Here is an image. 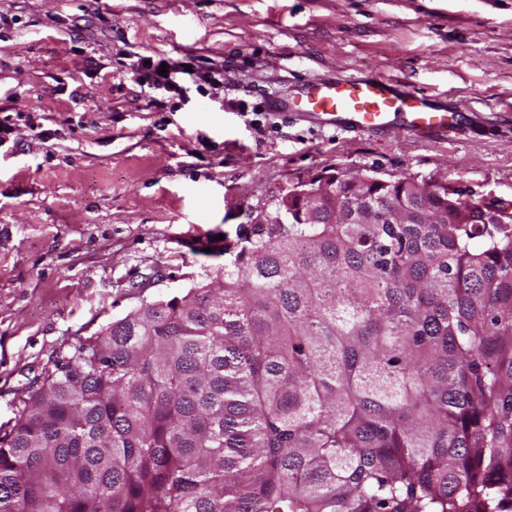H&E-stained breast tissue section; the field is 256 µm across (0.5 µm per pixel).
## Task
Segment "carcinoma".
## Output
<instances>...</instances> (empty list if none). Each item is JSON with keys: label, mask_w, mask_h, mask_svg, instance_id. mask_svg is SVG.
Listing matches in <instances>:
<instances>
[{"label": "carcinoma", "mask_w": 512, "mask_h": 512, "mask_svg": "<svg viewBox=\"0 0 512 512\" xmlns=\"http://www.w3.org/2000/svg\"><path fill=\"white\" fill-rule=\"evenodd\" d=\"M311 184L336 222L283 193L221 278L54 360L0 512H512V223L406 175Z\"/></svg>", "instance_id": "1"}]
</instances>
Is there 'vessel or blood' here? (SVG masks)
<instances>
[{
    "mask_svg": "<svg viewBox=\"0 0 512 512\" xmlns=\"http://www.w3.org/2000/svg\"><path fill=\"white\" fill-rule=\"evenodd\" d=\"M294 117L362 134L400 125L426 137L447 138L460 116L432 106L426 97L396 81L348 78L336 82H305L292 105Z\"/></svg>",
    "mask_w": 512,
    "mask_h": 512,
    "instance_id": "obj_1",
    "label": "vessel or blood"
}]
</instances>
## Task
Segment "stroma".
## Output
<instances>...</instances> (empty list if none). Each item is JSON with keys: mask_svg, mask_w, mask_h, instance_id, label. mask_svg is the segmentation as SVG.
<instances>
[{"mask_svg": "<svg viewBox=\"0 0 512 512\" xmlns=\"http://www.w3.org/2000/svg\"><path fill=\"white\" fill-rule=\"evenodd\" d=\"M0 425L58 354L224 270L321 173L407 174L512 209V0H0ZM223 70L172 112L138 58ZM379 76L458 112L447 140L288 119L312 79ZM47 137L34 135V127Z\"/></svg>", "mask_w": 512, "mask_h": 512, "instance_id": "1", "label": "stroma"}]
</instances>
